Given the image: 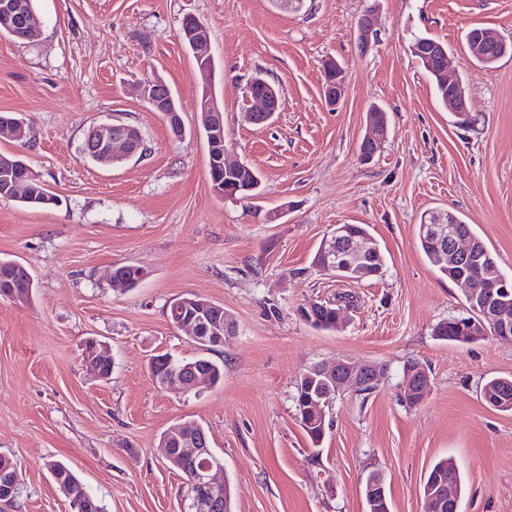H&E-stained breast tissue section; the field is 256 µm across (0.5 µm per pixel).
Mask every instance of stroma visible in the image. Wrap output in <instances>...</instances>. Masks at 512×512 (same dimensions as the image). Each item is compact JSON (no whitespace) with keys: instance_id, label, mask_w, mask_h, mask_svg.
<instances>
[{"instance_id":"35a3bbf8","label":"stroma","mask_w":512,"mask_h":512,"mask_svg":"<svg viewBox=\"0 0 512 512\" xmlns=\"http://www.w3.org/2000/svg\"><path fill=\"white\" fill-rule=\"evenodd\" d=\"M40 35H0V113L32 126L24 144L0 138L59 199L46 208L0 201V258L28 267L30 301L0 299V454L23 473L16 506L69 512L45 463L68 465L106 512H178L183 479L158 453L171 424L205 426L223 458L233 512H365L363 485L383 475L391 512H423L432 463L449 458L465 478L461 512H512V412L489 407L486 379L512 376V341L435 339L434 327L469 316L460 286L417 245L432 211L472 224L512 275V58L486 67L466 35L490 27L512 41V0H36ZM373 15L376 34L359 39ZM209 29L215 95L228 157L256 169L258 194L218 196L198 128L201 79L182 41L186 17ZM445 43L472 120L457 124L411 51L417 36ZM345 70L336 110L322 100L323 64ZM283 89L267 125L243 117L247 81ZM161 77L174 91L184 134L133 86ZM389 131L371 162L359 159L367 112ZM137 126L147 149L105 167L87 160L88 129ZM337 224L365 225L384 259L359 283L312 259ZM135 265L138 287L112 286ZM355 294L343 329L323 331L298 310ZM221 304L237 333L212 357L224 380L199 393L159 388L152 356L200 349L168 320L173 298ZM112 349L110 380L87 374L82 345ZM343 358L385 374L370 392L344 390L313 445L293 396L305 370ZM431 378L423 403L402 400L403 369Z\"/></svg>"}]
</instances>
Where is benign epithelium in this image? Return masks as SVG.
I'll return each instance as SVG.
<instances>
[{
  "label": "benign epithelium",
  "instance_id": "obj_1",
  "mask_svg": "<svg viewBox=\"0 0 512 512\" xmlns=\"http://www.w3.org/2000/svg\"><path fill=\"white\" fill-rule=\"evenodd\" d=\"M19 5L15 0H0V23L6 29H12L11 21L15 18ZM198 29L187 34L192 54L198 63L213 59L208 28L201 22ZM512 45L506 43L493 29H475L469 36L467 48L472 59L489 63L508 53ZM450 64L441 63L436 76L440 83L448 86V109L451 112H464L465 91L462 84L448 76ZM203 90L199 102V111L207 118L209 159L220 163L224 169V186H214L221 194L226 186L238 183V178L245 174L248 166L244 163H232L227 160L228 149L224 137V120L222 109L216 95L210 90V78H202ZM139 97L150 105L154 111L162 112L170 118L177 111L176 102L171 88L159 77L146 78L136 85ZM345 77L342 70L330 74L326 87L322 88L325 104L334 109L344 98ZM283 106L282 89L275 85L268 86V91L260 95L245 94V117L254 124L266 123L273 118ZM370 134L362 141L359 158L362 161L372 159L380 141L386 136L388 123L379 118V110L370 112L368 117ZM140 130L132 125H114L110 122L93 126L87 133L86 146L102 163L112 164L124 161L139 154L141 149ZM421 234L434 239L440 255L450 265L459 269L455 282L462 286L472 299L482 301L489 312L490 324L483 322L473 325V333L484 336L488 333L495 337L512 340V278L504 274L496 275L492 281H485L471 275L470 268L477 263L475 251L468 237L446 225L442 215L434 214L424 222ZM368 252L366 240L348 233L344 224L336 225L332 232L322 241L319 253L321 263L319 269L324 272L351 273L366 278L378 274L374 268L360 265ZM179 327L189 331L190 335L205 334L207 336H225L236 333V326L223 311L214 310L210 306L197 307L196 312L183 319ZM329 382L330 393L339 394L343 389H362L365 385L379 379V367L371 364H356L345 359H336L330 363H322L316 368ZM428 375L425 367L417 365L406 369L407 392L414 394L421 390L423 377ZM165 384L182 391L200 390L207 385V376L194 373L185 382L175 377ZM177 455L184 460L200 462L185 483L180 502L179 512H220L225 487L224 468L214 465L210 460L211 450L208 436L203 431L192 432L177 441ZM448 503L453 512H459V502L455 498L452 486L437 482L435 497L426 498V512H434L443 503Z\"/></svg>",
  "mask_w": 512,
  "mask_h": 512
}]
</instances>
